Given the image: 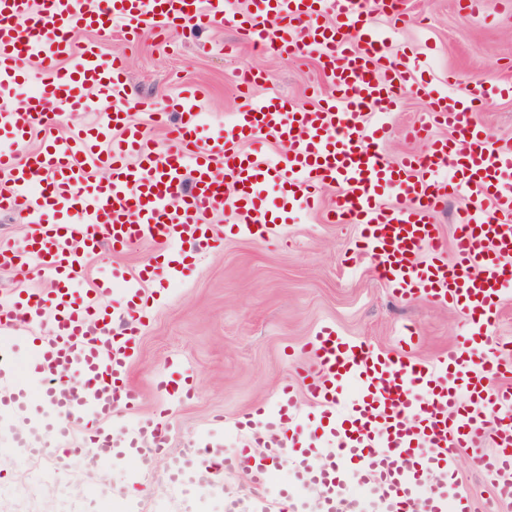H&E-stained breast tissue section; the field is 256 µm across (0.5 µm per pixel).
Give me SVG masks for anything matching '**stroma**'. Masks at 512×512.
Listing matches in <instances>:
<instances>
[{
    "instance_id": "stroma-1",
    "label": "stroma",
    "mask_w": 512,
    "mask_h": 512,
    "mask_svg": "<svg viewBox=\"0 0 512 512\" xmlns=\"http://www.w3.org/2000/svg\"><path fill=\"white\" fill-rule=\"evenodd\" d=\"M399 20L384 41L387 56L403 53L413 78L394 103L375 106L389 130L382 150L390 161L424 152L402 130L429 120L422 83L441 81L455 71L461 81L481 78L492 93L477 119L495 140L512 139V0H485L479 15L461 12L456 0H399ZM239 45L225 54L223 42ZM128 92L137 102L133 117L157 144L167 132L151 120L149 108H161L181 88L197 91L195 109L205 115V136L220 133L242 101L237 85L247 71L258 74V94L280 92L309 107L326 87L314 58L262 51L242 43L232 29L199 27L192 33L161 36L145 29L140 40L124 45ZM283 236L259 240L227 234L236 222L231 212L207 219L223 244L203 257H190L188 276L171 283L148 280L150 296L137 354L129 367L141 389V414H153L163 396L157 380L170 362L188 368L194 386L187 398L170 406L171 443L180 447L212 419L224 420L215 436L225 449L238 446L234 422L262 403L273 402L282 386L297 383L303 371H316L306 345L325 327L354 342L392 350L412 330L414 355L435 361L455 349L473 326L458 311L422 296L402 298L378 274L379 261L356 264L346 253L357 225L327 223L321 211L293 209L285 215ZM159 251L142 242L126 253L103 249L90 259L78 281L86 288L103 273L122 267L139 270ZM14 417L0 412V512H67L65 483H81L84 512H120L124 498L101 500L93 479L73 470L60 474L46 463L24 466L22 452L4 439Z\"/></svg>"
}]
</instances>
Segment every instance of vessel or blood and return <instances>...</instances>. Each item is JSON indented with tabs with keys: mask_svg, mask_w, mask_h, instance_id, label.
<instances>
[{
	"mask_svg": "<svg viewBox=\"0 0 512 512\" xmlns=\"http://www.w3.org/2000/svg\"><path fill=\"white\" fill-rule=\"evenodd\" d=\"M241 13L230 0H0V82L28 78L32 64L49 77L22 106L0 108V127L26 140L52 126L61 110L84 107V91L96 88L112 110L93 127L49 137L18 159L0 150V210L33 228L23 250L1 244L0 268L35 270L49 284L44 294L14 292L0 303V407L17 421L22 442L33 406L50 410L38 428L27 461H49L60 473L91 464L94 472L113 459L128 463L127 481L139 484L164 461L172 492L186 473L215 484L223 472L248 470L253 484L268 488L273 462L289 460L301 486L321 490L318 512H336L344 489L358 484L384 502L387 512H476L470 497L445 493L454 481L462 449L477 451L495 501L512 505V362L485 352L501 298L512 289V142H491L475 115L488 90L473 79L452 93L455 75L425 89L436 123L456 141L426 137L423 126L405 127L411 141L428 139L421 155L389 162L380 151L387 129L364 119L365 108L393 103L407 78L401 57L383 59L376 20L396 12L391 0H252ZM201 24L236 30L263 50L315 55L332 93L311 107L286 96L253 99L256 75L246 77L244 105L222 134L203 138L196 92L173 100L178 121L166 146H158L130 113L122 49L102 52L92 41L78 45L75 32L116 29L125 41L145 28L160 33ZM288 145L286 156L267 155L262 142ZM109 179L98 178L101 167ZM41 173L34 182L33 173ZM237 185L232 201L224 187ZM279 186L292 208L314 207L327 189L336 195L326 212L334 223L361 227L353 259L379 258V274L403 297L425 298L461 311L475 331L458 351L436 363L412 362L401 350L353 344L323 328L309 344L319 367L302 378L307 395L322 405V434L304 447L288 444V426L302 415L291 386L267 408L235 425L242 438L233 453L213 448L218 424L198 430L191 447H170L164 417L126 424L141 392L128 380L142 326L146 278L166 273L167 262L138 273H111L90 288L75 287L83 258L102 248L127 250L145 240L192 253L218 245L207 214L232 205L238 234L267 238L275 211L263 194ZM457 200L453 246H446L431 215ZM26 325L25 339L7 335ZM25 343L39 389L19 385L13 351ZM261 448L266 463L256 462Z\"/></svg>",
	"mask_w": 512,
	"mask_h": 512,
	"instance_id": "vessel-or-blood-1",
	"label": "vessel or blood"
}]
</instances>
